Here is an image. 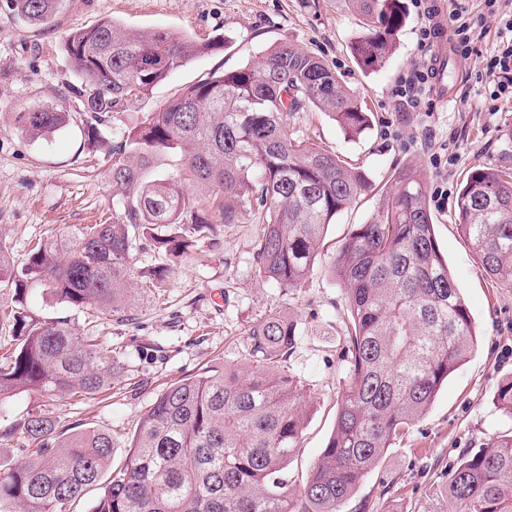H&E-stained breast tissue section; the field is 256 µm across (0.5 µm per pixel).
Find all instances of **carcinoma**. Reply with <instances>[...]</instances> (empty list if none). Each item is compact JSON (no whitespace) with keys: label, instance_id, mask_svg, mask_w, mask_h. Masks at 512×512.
Listing matches in <instances>:
<instances>
[{"label":"carcinoma","instance_id":"1","mask_svg":"<svg viewBox=\"0 0 512 512\" xmlns=\"http://www.w3.org/2000/svg\"><path fill=\"white\" fill-rule=\"evenodd\" d=\"M60 0H10L34 24ZM367 33L353 44L364 67L392 53L405 16L400 0H350ZM220 39L198 42L104 19L66 36L79 79L72 88L93 138L103 118L149 94ZM316 108L356 137L371 117L319 58L288 43L261 62L214 73L189 86L112 144L105 175L119 211L110 224H84L38 240L22 265L0 241V288L40 287L87 317H122L130 301L133 251L153 247L167 263L140 287L164 280L170 263L222 224L260 225L256 264L285 288L313 272L325 226L369 187L338 154L288 133L287 120ZM69 113L22 112L17 129L39 138L64 128ZM179 164L148 179L155 159ZM206 192L187 193L185 184ZM459 226L484 270L512 288V173L472 169L454 201ZM331 277L348 299L347 384L333 431L302 489L282 471L305 423V388L290 358L297 325L273 312L247 334L241 362L212 366L156 396L126 445L108 428L59 429L43 409L17 423L27 448L0 467V512H70L97 491L90 512H342L387 449L431 408L448 375L477 345L461 290L434 232L426 189L412 164L400 168L370 219L339 247ZM13 348L0 357V405L23 393L94 398L123 369L97 336H77L65 317L40 318L22 301L9 312ZM512 418V376L495 392ZM124 466L110 469L114 450ZM424 512H512V434L463 455Z\"/></svg>","mask_w":512,"mask_h":512}]
</instances>
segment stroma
Returning a JSON list of instances; mask_svg holds the SVG:
<instances>
[{
  "label": "stroma",
  "instance_id": "35a3bbf8",
  "mask_svg": "<svg viewBox=\"0 0 512 512\" xmlns=\"http://www.w3.org/2000/svg\"><path fill=\"white\" fill-rule=\"evenodd\" d=\"M403 3L406 23L393 53L366 69L350 52L364 29L348 0H63L52 22L41 26L0 0V239L20 263L40 237L111 220L112 188L103 161L124 130L209 74L256 63L278 44L324 60L372 114L370 128L355 140L315 109L289 121L290 132L336 150L371 184L328 225L314 272L303 284L283 288L260 277L254 258L258 227L245 222L221 226L218 244L198 243L172 263L159 288L138 291L121 321L87 322L42 289H30L25 303L31 312L68 318L79 335L93 331L123 369L102 397L47 404L24 394L1 406V464L20 458L26 441L12 428L41 405L63 429L78 424L133 433L165 386L207 366L240 361L250 327L278 312L300 330L292 363L309 395L305 427L284 471L289 485L301 488L333 430L345 386L346 299L328 269L344 238L369 219L395 172L408 163L424 182L440 250L474 318L479 346L428 413L387 450L343 512H420L464 453L512 432V419L494 404L498 384L512 375V288L485 273L454 212L459 184L471 168L512 172V102L492 103L493 85L483 71L484 59L499 46L497 22L483 0H466L464 19L479 36L468 56L449 52L447 98L430 92L428 110L417 112L400 104L393 91L407 69L428 63L438 46L419 48L421 20L413 0ZM104 19L142 32L220 39L224 47L174 71L149 95L108 117L90 141L82 104L70 92L77 76L65 36ZM44 105L68 112V126L37 139L16 129V113Z\"/></svg>",
  "mask_w": 512,
  "mask_h": 512
}]
</instances>
